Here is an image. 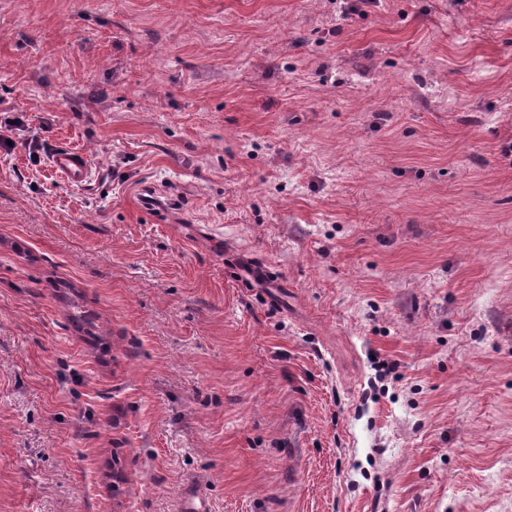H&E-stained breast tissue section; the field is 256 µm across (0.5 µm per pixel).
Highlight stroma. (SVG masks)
Wrapping results in <instances>:
<instances>
[{"label":"stroma","instance_id":"35a3bbf8","mask_svg":"<svg viewBox=\"0 0 512 512\" xmlns=\"http://www.w3.org/2000/svg\"><path fill=\"white\" fill-rule=\"evenodd\" d=\"M350 2L0 0V512H512V0ZM54 168L71 184L83 182L89 173V162L85 154L62 150L53 155Z\"/></svg>","mask_w":512,"mask_h":512}]
</instances>
